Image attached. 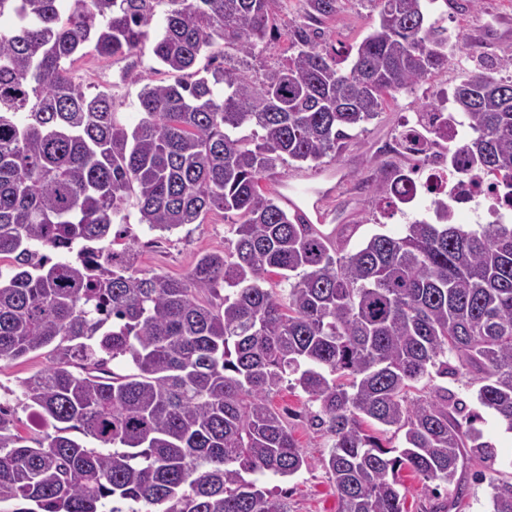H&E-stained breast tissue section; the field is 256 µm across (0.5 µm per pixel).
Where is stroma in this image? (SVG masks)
Here are the masks:
<instances>
[{"instance_id":"obj_1","label":"stroma","mask_w":512,"mask_h":512,"mask_svg":"<svg viewBox=\"0 0 512 512\" xmlns=\"http://www.w3.org/2000/svg\"><path fill=\"white\" fill-rule=\"evenodd\" d=\"M377 21L378 11L370 0H340L336 16L321 26L324 33L321 46L337 58H344ZM439 23L449 33L463 32L469 41L478 45L479 55L462 66L449 63L447 69L435 73L427 84L398 94L396 101L388 103L364 129L354 130L339 158L325 157L318 167L311 163L283 164L268 173L262 182L271 192L280 183L325 187L326 192L321 198V210L326 216L323 230L343 233L347 250L359 249L375 234L402 236L407 224L431 218L429 203L425 200L409 206L404 214L377 205L373 182L392 169L409 168V159L396 153L393 146L412 113L420 111L443 90L454 89L487 59L512 47V0H448V9L440 16ZM156 66L157 61L149 52L107 58L90 52L75 64L74 70L88 91L100 87L111 89L121 119L132 126L140 119L138 89L125 84L122 75L132 68L148 76ZM323 167L337 171L335 180L326 185L318 176ZM231 224V219L225 218L222 211L214 210L205 215L201 223L161 235L140 224L139 215L134 212L128 219L121 242L133 244L135 265L139 270L181 278L190 271L201 252L228 253L233 250L235 238L230 231ZM50 360L48 350L43 349L0 369V385L9 389L8 394L0 396V402L11 407L19 430L32 437H43L47 427L22 404L19 388L23 379L44 369ZM443 384L466 403L468 410L476 413L474 427L483 440L493 446L495 470L504 477L512 475V431L478 403V387L471 384L468 376L451 375ZM271 405L287 421L308 464L291 477L271 473L260 476V486L276 494H285L289 512H338L332 480L323 465L331 437L310 423L311 415L318 409L317 404L295 387L294 377L289 374L280 390L272 395Z\"/></svg>"}]
</instances>
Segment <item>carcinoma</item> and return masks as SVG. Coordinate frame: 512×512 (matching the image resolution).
I'll use <instances>...</instances> for the list:
<instances>
[{
    "mask_svg": "<svg viewBox=\"0 0 512 512\" xmlns=\"http://www.w3.org/2000/svg\"><path fill=\"white\" fill-rule=\"evenodd\" d=\"M272 2L73 0L63 19L57 0H0V17H19L0 30V259L11 261L0 271V364L54 354L22 382L26 407L54 432L29 446L0 406V504L17 503L11 512H122L109 507L119 501L144 512H288L243 474L290 477L306 465L269 403L290 372L319 405L311 425L333 437L324 465L339 512H408L404 469L453 486L437 509L461 512L458 467L492 449L455 393H418L432 371L464 369L479 404L512 430V224H450L443 198L438 223L349 252L261 185L279 163L340 155L348 131L473 47L448 43L425 9L437 0H369L378 24L343 66L316 29L338 0H299L290 55L257 84L246 70ZM218 41L234 53L198 68ZM89 42L101 57L149 44L178 79L126 72L140 86L130 128L110 92L75 80ZM448 104L472 131L463 173L512 187V78L475 72ZM244 126L259 132L237 136ZM391 185L374 190L388 208ZM129 206L161 233L231 214L234 251L202 253L183 278L142 272L132 249L109 241ZM272 274L288 288L263 287ZM368 419L405 430V446L385 445ZM490 485L493 512H512V478Z\"/></svg>",
    "mask_w": 512,
    "mask_h": 512,
    "instance_id": "carcinoma-1",
    "label": "carcinoma"
}]
</instances>
